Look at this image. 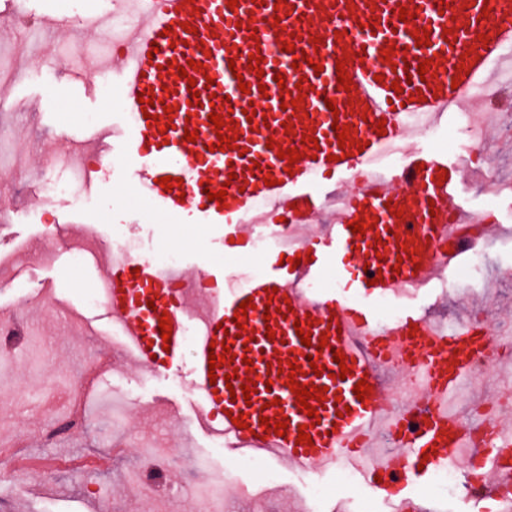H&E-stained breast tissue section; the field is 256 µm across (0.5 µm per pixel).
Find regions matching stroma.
I'll return each mask as SVG.
<instances>
[{"label": "stroma", "instance_id": "1", "mask_svg": "<svg viewBox=\"0 0 512 512\" xmlns=\"http://www.w3.org/2000/svg\"><path fill=\"white\" fill-rule=\"evenodd\" d=\"M113 0H24V14L11 29L0 31V84L10 98L0 105V192L16 195L17 210L0 216V312L13 316L22 338L13 367L0 372V453L10 470L0 481V512H194L193 489L223 479L235 452L216 447L213 436L196 419L198 398L191 389L192 350L184 348L180 364L154 377L130 362L117 326L88 297L99 284L86 271L99 242L80 229L65 228L74 215L97 224L101 240L122 237L138 253L149 255L174 247L181 263L200 271L218 269L232 279L249 280L274 263L278 250L228 252L217 224H168L135 183V159L117 162L92 188H80L79 200L50 194L25 173L31 154L68 157L72 143L110 124L121 104L103 93L101 82L115 84L110 66L109 32L83 36L84 51L72 37L53 38L42 48L36 34L22 35L25 25L45 14L84 20L115 11ZM69 83V97L50 109L39 106L47 90ZM488 181L482 168L471 167L456 189V201L470 213L496 199L495 220L512 235V140L495 147ZM87 256L77 264L78 278L62 282L57 254L73 259L76 246ZM462 258L459 267L468 266ZM459 267L450 268L430 288L399 295L392 304L403 312L425 311L441 321L461 320L478 296L488 298L487 315L512 310V252L503 251L491 276L475 273L468 287L455 284ZM100 367L84 401V426L60 433L46 443L47 426L72 411L78 377ZM143 447L163 448L177 457L154 490L135 492L130 478ZM52 460L54 471L43 468ZM278 480L264 485L261 499L232 498L231 512H280L284 501L307 498L310 480L328 494L330 512H389L373 497H352L338 483L336 469L310 476L276 463Z\"/></svg>", "mask_w": 512, "mask_h": 512}]
</instances>
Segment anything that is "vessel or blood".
Instances as JSON below:
<instances>
[{
	"mask_svg": "<svg viewBox=\"0 0 512 512\" xmlns=\"http://www.w3.org/2000/svg\"><path fill=\"white\" fill-rule=\"evenodd\" d=\"M402 9L409 21H400ZM418 32L428 33V45H417ZM287 42L292 51H283ZM508 44L512 0H238L233 7L228 0H137L116 59L117 96L131 123L120 138L111 129L93 135L95 164L88 176L110 167L113 156L134 157L138 187L167 219L223 225L225 239L236 248L257 234L286 235L292 254L302 260L287 275L273 266L230 291L219 288V275H210L212 287L203 293L207 307L198 314L186 273L171 277L140 256L116 260L111 246H104L93 271L103 279L106 315L119 325L133 362L152 375L173 367L190 322H199L192 389L200 400L201 427L298 470L343 460L356 465L382 449L365 472L369 489L379 495L401 486V512H415L409 484L470 445L448 398L472 371L492 330L469 320L450 336L424 312L380 328L375 302L430 285L464 253L479 250L496 227L484 225L478 238L461 237V227L471 221L454 195L463 164L438 152L406 149L407 118L444 116L475 98L478 88H493L487 63ZM255 51L262 57L256 71L248 66ZM192 60L199 70L182 78L180 68ZM340 61L352 80L348 91L337 82ZM424 62L429 71L422 76ZM279 74L284 84H277ZM143 97L153 98V105L141 107ZM252 103L258 110L249 117L245 110ZM213 112L234 123L232 148L217 149ZM338 124L348 126L363 151L349 155L340 149ZM189 127L198 130L196 141L185 140ZM293 147L302 158L292 163L281 153ZM395 150L403 152L404 164L379 169ZM165 176L183 183L163 189L158 180ZM268 176L276 178L275 186H266ZM221 189L225 204L209 200L208 191ZM260 198L266 211L254 209ZM356 219L367 223L366 234L351 231ZM326 266L354 289L356 303L315 291ZM377 272L381 282L369 284ZM247 299L253 308L234 324ZM164 316L172 329L167 344L158 332ZM305 318L313 324L307 346L294 327ZM227 349L233 363L210 369V355ZM337 350L343 362L335 361ZM247 358L248 378L233 377ZM280 359L297 365L298 374L273 371ZM411 360L419 361L425 377L423 389L409 393L414 426L408 441L385 449L379 430L401 427L404 415L389 410L384 375L406 369ZM317 365L325 366L324 375L314 374ZM248 379L257 386L247 398L240 387ZM362 379L370 388L361 401L354 387ZM293 381L324 389L318 419L300 411L289 388ZM237 414L244 427L232 423ZM264 416L286 421L284 435L262 425ZM302 429L311 444L298 443ZM497 434L495 447L481 451V492L500 512H512V433L501 427Z\"/></svg>",
	"mask_w": 512,
	"mask_h": 512,
	"instance_id": "b4317fda",
	"label": "vessel or blood"
}]
</instances>
